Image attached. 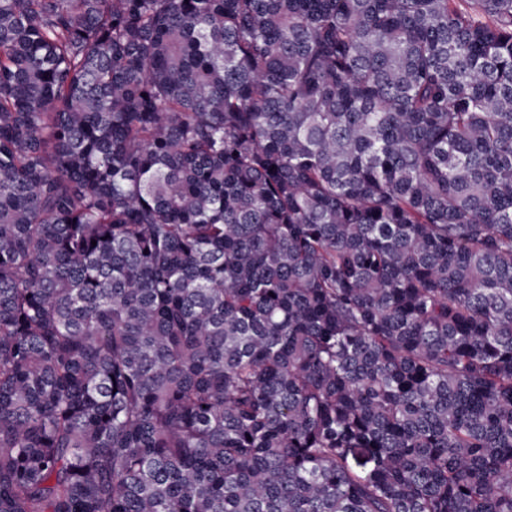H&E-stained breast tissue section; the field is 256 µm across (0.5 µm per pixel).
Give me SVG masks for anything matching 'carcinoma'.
Here are the masks:
<instances>
[{"instance_id":"obj_1","label":"carcinoma","mask_w":512,"mask_h":512,"mask_svg":"<svg viewBox=\"0 0 512 512\" xmlns=\"http://www.w3.org/2000/svg\"><path fill=\"white\" fill-rule=\"evenodd\" d=\"M0 512H512V0H0Z\"/></svg>"}]
</instances>
